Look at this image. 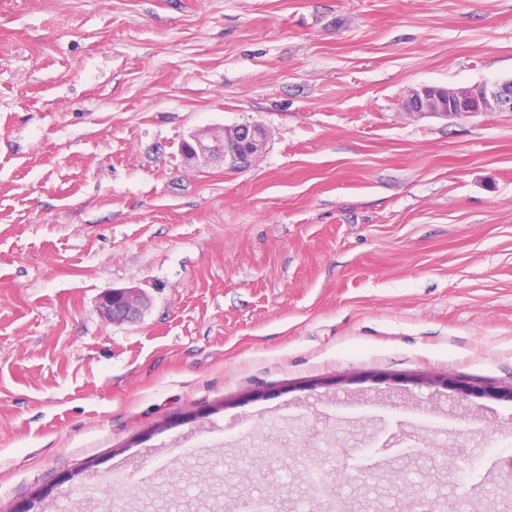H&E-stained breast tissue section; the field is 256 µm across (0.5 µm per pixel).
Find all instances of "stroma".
<instances>
[{"label":"stroma","instance_id":"obj_1","mask_svg":"<svg viewBox=\"0 0 512 512\" xmlns=\"http://www.w3.org/2000/svg\"><path fill=\"white\" fill-rule=\"evenodd\" d=\"M511 79L512 0H0V512H506L512 112L401 104ZM267 132L259 124H244L231 134L195 132L181 143V154L187 161L219 159L228 170H240L250 165L262 153ZM132 289H112L103 294L99 301L102 314L113 322L129 318L135 312L137 303V298Z\"/></svg>","mask_w":512,"mask_h":512}]
</instances>
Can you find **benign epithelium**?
<instances>
[{
    "instance_id": "benign-epithelium-1",
    "label": "benign epithelium",
    "mask_w": 512,
    "mask_h": 512,
    "mask_svg": "<svg viewBox=\"0 0 512 512\" xmlns=\"http://www.w3.org/2000/svg\"><path fill=\"white\" fill-rule=\"evenodd\" d=\"M410 115L458 116L480 112H512V80L490 87L442 88L422 86L413 89L403 101ZM267 132L259 124H244L232 132H195L181 143V154L187 161L219 159L229 170L250 165L262 153ZM137 298L130 288L112 289L99 301L102 314L123 321L136 310Z\"/></svg>"
}]
</instances>
